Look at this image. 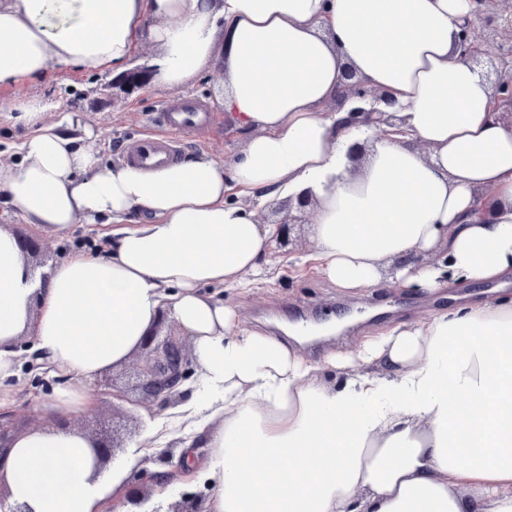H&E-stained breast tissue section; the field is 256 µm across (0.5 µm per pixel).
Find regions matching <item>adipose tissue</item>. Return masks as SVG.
<instances>
[{
  "instance_id": "adipose-tissue-1",
  "label": "adipose tissue",
  "mask_w": 512,
  "mask_h": 512,
  "mask_svg": "<svg viewBox=\"0 0 512 512\" xmlns=\"http://www.w3.org/2000/svg\"><path fill=\"white\" fill-rule=\"evenodd\" d=\"M478 0H0V88L52 65L119 73L138 45L162 86L214 59L246 136L231 164L193 153L153 169L103 164L94 130L49 125L46 99L0 100L23 127L0 192L26 223L108 224L36 281L0 229V403L21 369L57 384L45 410L93 414L94 381L137 350L161 311L199 366L189 404L209 455L208 512H512V300H472L310 360L244 327L214 295L266 272L273 225L240 199L312 193L309 258L346 291L389 281L434 293L512 274V127L460 51ZM354 69L396 125L328 108ZM371 139L353 171L348 151ZM444 252L446 265L423 262ZM31 345L20 362V341ZM345 371L341 384L323 365ZM92 438L36 426L0 451V485L29 512H107L132 458L96 466Z\"/></svg>"
}]
</instances>
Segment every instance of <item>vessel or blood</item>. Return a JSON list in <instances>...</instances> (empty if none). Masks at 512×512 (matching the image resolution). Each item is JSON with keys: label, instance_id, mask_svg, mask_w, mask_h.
I'll return each instance as SVG.
<instances>
[{"label": "vessel or blood", "instance_id": "vessel-or-blood-1", "mask_svg": "<svg viewBox=\"0 0 512 512\" xmlns=\"http://www.w3.org/2000/svg\"><path fill=\"white\" fill-rule=\"evenodd\" d=\"M154 119L166 127V135L131 140L125 151L127 163L149 167L174 159L180 150L178 134L205 124L208 113L204 102L196 98L164 103Z\"/></svg>", "mask_w": 512, "mask_h": 512}]
</instances>
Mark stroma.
Listing matches in <instances>:
<instances>
[{
  "mask_svg": "<svg viewBox=\"0 0 512 512\" xmlns=\"http://www.w3.org/2000/svg\"><path fill=\"white\" fill-rule=\"evenodd\" d=\"M186 96L201 98L207 105L211 121L205 133L183 135L182 153L204 151L224 161L240 152L245 137L233 128L220 107L224 97V71L218 66L207 67L201 74L178 85L154 84L129 93L113 87L111 75H86L58 65L50 77L0 89L1 99L40 97L53 101V109L44 114L48 124L58 123L66 111L82 113L85 121L99 132L96 146L102 160L109 164L121 162L130 138L153 132V114L165 102ZM291 214L297 219L291 232L292 254L268 251L266 276L253 283L248 292L227 289L223 296L225 304L236 308L247 327L280 337L286 336L288 326L293 324L321 325L336 314L349 315L350 322L342 331L303 343L304 353L313 360H323L331 350H350L359 336L374 333L397 320L420 317L468 299H489L499 291L512 296V282L501 290L492 283L467 285L458 288L451 296L401 289L387 282L369 292L344 294L323 278L300 270L299 265L311 245L313 210L295 208ZM0 227L36 241V252L27 254L26 260L39 275L67 254L94 247L97 243L95 225L76 224L66 232L55 233L37 224L24 223L1 196ZM22 380L23 391L5 409L10 429L60 423L94 433L101 423L112 421L119 428L121 446L114 451L118 458L138 446L142 436L154 428H164L165 447L180 445L178 430L169 426L174 415L173 407L134 406L124 401L115 403L105 397L92 416L68 414L61 419L47 418L37 415L35 409L48 400L54 379L45 374L26 373Z\"/></svg>",
  "mask_w": 512,
  "mask_h": 512,
  "instance_id": "obj_1",
  "label": "stroma"
}]
</instances>
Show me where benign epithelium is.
<instances>
[{
	"instance_id": "obj_1",
	"label": "benign epithelium",
	"mask_w": 512,
	"mask_h": 512,
	"mask_svg": "<svg viewBox=\"0 0 512 512\" xmlns=\"http://www.w3.org/2000/svg\"><path fill=\"white\" fill-rule=\"evenodd\" d=\"M484 5L480 19L486 22L483 30L475 27L464 30L461 48L464 56L473 66L480 65L482 56L489 48H494L500 67L495 71V95L507 109L509 125L512 126V0H478ZM154 79L151 69H133L122 72L112 78V84L129 90L140 89ZM385 95L369 89L356 73L348 70L345 81L336 93L334 111H340L350 100H371V107L354 108L349 111L348 119L352 123L366 126L379 125L384 122L383 112L376 108ZM165 322V315H160L157 322L149 328L139 344V354L133 363L134 384L131 390L117 388L107 382L101 384L100 392L117 400L132 405L158 402L162 405L173 402L180 394L179 388L189 379L193 370V356L187 341L176 336L159 338L160 328ZM152 491L130 489L128 503L134 512H160V508H147ZM202 495L184 491L180 499L169 504L167 512H204Z\"/></svg>"
}]
</instances>
